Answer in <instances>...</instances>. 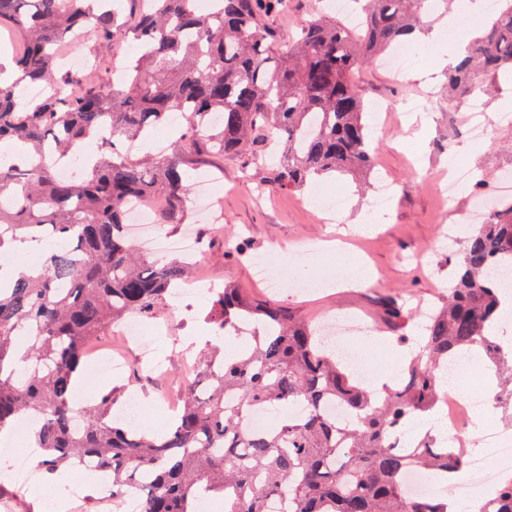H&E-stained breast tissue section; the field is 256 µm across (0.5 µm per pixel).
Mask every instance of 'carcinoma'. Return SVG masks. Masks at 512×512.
Segmentation results:
<instances>
[{"mask_svg": "<svg viewBox=\"0 0 512 512\" xmlns=\"http://www.w3.org/2000/svg\"><path fill=\"white\" fill-rule=\"evenodd\" d=\"M120 19L113 0H0V32L22 72L0 81V143L21 146L0 167V253L9 242L47 250L34 275L0 264V431L38 410L36 444L50 472L89 462L112 495L143 490L145 512H197L206 497L224 512H448V498L416 497L412 470L458 480L467 452L427 431L404 446L397 427L439 404L443 370L460 353L482 352L498 367L512 357L489 332L502 321L494 272L512 266V202L471 225L448 281L447 298L419 334L401 380L364 386L323 343L320 326L276 299H252L230 285L214 292L216 332L249 330L247 349L202 360L203 377L163 436L116 419L112 393L75 410L72 392L85 345L135 314L152 319L187 279L189 265L146 254L126 233V205L160 197L163 223L183 224L191 193L189 158L259 160L270 151L273 180L301 189L314 177L371 170V136L355 72L399 45L424 19L451 12L453 0H363L360 32L332 16L301 24L288 56L274 59L278 34L263 23L288 0H151ZM466 56L448 70V102L464 106L499 80H512V0H498ZM138 41L142 54L118 84L89 86L62 68L65 49L83 40ZM39 84L46 94L21 97ZM221 115L217 126L209 124ZM186 121L179 150L148 158L124 153L174 115ZM94 142L97 150L85 152ZM81 162L78 180L60 177L54 159ZM300 401L307 412L263 430L247 413ZM337 404L351 417L326 412ZM82 422L75 424V414ZM478 512H512V478Z\"/></svg>", "mask_w": 512, "mask_h": 512, "instance_id": "1", "label": "carcinoma"}]
</instances>
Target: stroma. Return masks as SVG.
Returning <instances> with one entry per match:
<instances>
[{"mask_svg":"<svg viewBox=\"0 0 512 512\" xmlns=\"http://www.w3.org/2000/svg\"><path fill=\"white\" fill-rule=\"evenodd\" d=\"M75 52L98 60V79L105 84L111 82L115 64L139 55L141 49L129 40H91ZM415 53L410 73L402 77H394L379 63L354 76L365 111L381 114L382 126L372 132L376 150L371 173L326 177L304 189L285 191L273 182L270 170L254 168L246 174L241 161L224 160L214 186L222 230L208 234L204 242L210 275L257 298L270 296L271 290L257 277L251 260L238 259L237 244H245L252 257L305 249L301 262L285 266L288 286L277 295L279 300L315 323L332 317L368 326L370 335L354 344L375 375L389 372L390 361L404 357L418 335L415 323L396 328L388 322L389 302L403 298L412 308L422 301L437 304L459 260L457 251L440 248L438 240L443 226L463 222L474 189L465 183L450 200L440 193L451 164L481 172L487 179L484 192L491 197L496 194V176L512 174V147L505 141L512 124L487 122L483 145L470 142L466 112L448 104L444 73L423 76L431 66L432 48L420 45ZM385 180L396 183L397 196L382 222L365 234L348 233L343 225L325 221L318 199L341 194L347 209L356 213L368 208L373 186ZM340 232L348 244V262L369 267L368 284L337 286L344 267L330 261L328 242ZM210 310L211 296L204 293L177 301L163 308L157 319L144 321L155 355L166 364L165 375L153 373L134 355L122 374H82L76 400L110 393L122 404L130 393H138V423L166 432L173 417L164 397L182 380L186 342L200 352L211 340ZM29 466L37 476L33 489L19 491L14 482L7 486L15 494V512H48L56 487L39 458H31Z\"/></svg>","mask_w":512,"mask_h":512,"instance_id":"obj_1","label":"stroma"}]
</instances>
